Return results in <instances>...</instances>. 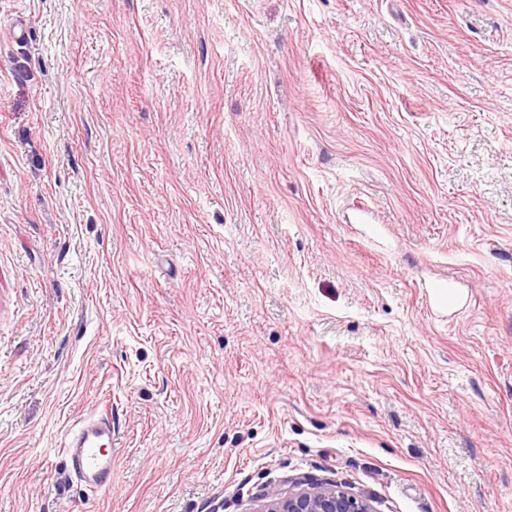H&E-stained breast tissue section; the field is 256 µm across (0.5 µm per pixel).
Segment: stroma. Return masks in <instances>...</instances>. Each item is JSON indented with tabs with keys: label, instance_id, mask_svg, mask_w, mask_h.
<instances>
[{
	"label": "stroma",
	"instance_id": "stroma-1",
	"mask_svg": "<svg viewBox=\"0 0 512 512\" xmlns=\"http://www.w3.org/2000/svg\"><path fill=\"white\" fill-rule=\"evenodd\" d=\"M303 476L512 512V0H0V512ZM62 447L87 499L112 487V421L108 408L79 420L65 434Z\"/></svg>",
	"mask_w": 512,
	"mask_h": 512
}]
</instances>
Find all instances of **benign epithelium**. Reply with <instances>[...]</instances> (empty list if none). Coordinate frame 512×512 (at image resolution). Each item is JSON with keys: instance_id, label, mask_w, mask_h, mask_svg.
<instances>
[{"instance_id": "1", "label": "benign epithelium", "mask_w": 512, "mask_h": 512, "mask_svg": "<svg viewBox=\"0 0 512 512\" xmlns=\"http://www.w3.org/2000/svg\"><path fill=\"white\" fill-rule=\"evenodd\" d=\"M259 512H376L371 500L334 484L315 483L286 495H264Z\"/></svg>"}]
</instances>
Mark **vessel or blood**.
Here are the masks:
<instances>
[{"instance_id": "b4317fda", "label": "vessel or blood", "mask_w": 512, "mask_h": 512, "mask_svg": "<svg viewBox=\"0 0 512 512\" xmlns=\"http://www.w3.org/2000/svg\"><path fill=\"white\" fill-rule=\"evenodd\" d=\"M62 447L88 497L112 486V421L107 410L79 420L64 436Z\"/></svg>"}]
</instances>
